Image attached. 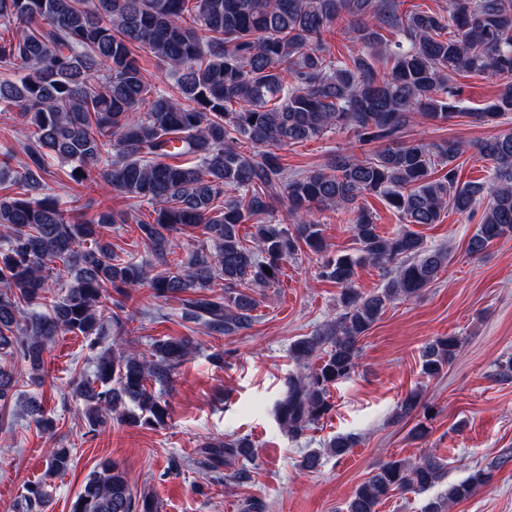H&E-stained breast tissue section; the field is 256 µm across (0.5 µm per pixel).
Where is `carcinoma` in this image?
<instances>
[{"mask_svg": "<svg viewBox=\"0 0 512 512\" xmlns=\"http://www.w3.org/2000/svg\"><path fill=\"white\" fill-rule=\"evenodd\" d=\"M401 0H0V112L26 130L25 158L11 166L13 148L0 147V353L44 368L46 342L66 334L97 345L103 322L117 333L131 318L103 304L114 288L126 297L143 287L156 298L176 299L201 332L226 336L252 325L254 288L276 285L283 265L306 247L322 253L317 213L352 214L357 248L326 257L319 276L340 289L339 311L313 336L297 340L277 419L297 439L331 410L330 388L358 368L359 342L396 300L423 295L451 260L410 229L379 233L359 199L382 197L405 224H438L452 208L470 216L483 208L466 251L481 257L512 237V130L477 144L490 163L486 182L457 181L454 162L466 150L459 140L405 142V130L422 121L457 117L468 73L512 76V0H446L438 10L402 9ZM359 48L344 57L328 47L337 26ZM150 53L175 82L177 94L148 83L135 51ZM466 116L488 125L512 116V82L486 106ZM361 144L382 148L360 159L338 151L323 166L290 176L283 147L335 129ZM250 150H242L243 144ZM59 167L93 191L103 185L145 202L154 217L135 221L147 255L117 259L101 243L103 229L129 223L110 208L92 214L73 199L48 193L45 177ZM288 199L292 227L241 226ZM202 228L206 242L175 260V241ZM70 275L58 287L54 270ZM389 274L372 293L356 287L357 269ZM271 273H266L265 269ZM224 281V293L214 291ZM454 334L422 348V372L437 378L461 349ZM191 351L186 337L159 339L151 357L115 342L96 358L94 380L79 379L89 430L116 418L162 426L169 403L152 391L166 385ZM13 370L0 364V426L11 415ZM133 403L138 412L120 413ZM28 414L54 427L40 402ZM356 443L339 435L328 451L341 457ZM203 453L218 465L254 459L246 438L215 440ZM49 471L66 472L67 448H51ZM436 453L419 461L380 464L345 503L344 512H377L391 494L423 492L444 477ZM491 480L479 469L448 484L424 512H447ZM29 512H47L45 484L25 487ZM71 512H158L150 494L133 495L119 464L92 473Z\"/></svg>", "mask_w": 512, "mask_h": 512, "instance_id": "carcinoma-1", "label": "carcinoma"}]
</instances>
